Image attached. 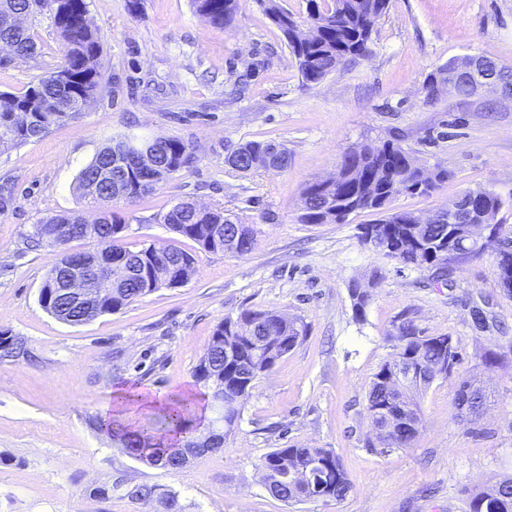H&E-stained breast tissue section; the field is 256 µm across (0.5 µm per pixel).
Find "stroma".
I'll list each match as a JSON object with an SVG mask.
<instances>
[{
  "instance_id": "1",
  "label": "stroma",
  "mask_w": 512,
  "mask_h": 512,
  "mask_svg": "<svg viewBox=\"0 0 512 512\" xmlns=\"http://www.w3.org/2000/svg\"><path fill=\"white\" fill-rule=\"evenodd\" d=\"M102 36V81L76 118L39 140L0 148V331L32 357L0 361V512H164L172 493L183 512H469L468 492L512 474V295L500 287L495 257L452 263L447 275L368 249L358 227L304 224L301 199L333 177L341 156L392 141L415 164L447 170L427 196L401 195L392 211L430 215L468 190L506 202L512 228V97L447 88L426 94L428 77L448 61L487 57L512 68V0H390L368 55L318 83L303 84L296 60L261 0H240L231 24L211 26L191 0H87ZM34 55L0 66V93H20L64 58L49 16L30 23ZM175 136L190 161L142 197L112 202L127 224L124 243L194 254L196 271L122 310L81 325L59 321L39 302L56 250L34 249L32 224L96 208L77 177L104 146L125 134ZM288 150L286 169L238 171L228 155L249 141ZM191 201L253 225L252 252H208L162 222ZM370 291L356 318L352 288ZM300 318L306 334L260 376L219 450L179 470L142 463L95 428L114 391L205 395L193 370L215 327L242 311ZM485 317L476 326L473 311ZM427 336L449 335L459 360L450 379L421 396L423 429L411 448H369L365 410L379 366L399 350L404 319ZM498 353L483 364L485 350ZM483 382L484 414L454 416L460 379ZM334 449L354 490L342 501L288 504L264 489L258 464L276 448ZM136 485L156 489L135 500Z\"/></svg>"
}]
</instances>
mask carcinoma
<instances>
[{"label":"carcinoma","mask_w":512,"mask_h":512,"mask_svg":"<svg viewBox=\"0 0 512 512\" xmlns=\"http://www.w3.org/2000/svg\"><path fill=\"white\" fill-rule=\"evenodd\" d=\"M239 0H193L198 14L213 26H227L233 19ZM265 12L278 27L292 49L304 84L317 83L345 60L363 56L369 51L372 28L386 13L389 0H306L307 23L316 27L314 37L304 44L296 43L295 30L299 22L284 10L279 0H263ZM87 11L86 0H0V16L18 14L37 16L49 14L60 36L67 44L62 64L49 75L30 85L20 94L0 93V128L12 127L8 139L0 136V147L21 146L43 137L49 129L82 112L92 101L101 81V38L97 30L82 23ZM0 42L8 43L20 57H28L35 50L30 28L22 25L0 26ZM130 139L119 140L103 147L79 173L77 189L87 203L100 207L115 198L135 199L154 189L157 175L169 177L188 163L187 145L175 136L154 139L158 163L155 174H144L129 161L127 151ZM277 146L279 151L271 148ZM406 151L398 145L385 142L364 145L342 156L339 185L327 187L314 182L303 192L305 224H321L325 208L340 194L362 192L364 174L381 171L375 196L350 207L351 215L365 210L385 211L392 200L402 194L429 195L448 180V171L439 169L433 175L410 167ZM233 167L247 172L265 168L283 170L288 167V150L272 141H251L232 152ZM478 210L485 221L498 223L497 216L505 205L502 198L489 190L482 192ZM409 212L389 213L378 224L388 238H403L409 234ZM162 223L173 233L190 239L209 252L243 255L252 251L256 230L250 224H235L221 208L199 211L195 204L183 201L175 204L162 218ZM95 241L101 248L113 246L114 228L123 224L121 217L110 210L101 212L96 221ZM425 248L418 254L411 248L396 253H385L404 265L414 267H448L450 257L443 254L448 243V225H423ZM37 246L63 249V241L56 240L47 229L33 225L27 236ZM182 263L181 274L188 279L194 273V256L182 249L169 248L153 259L152 267L167 273L168 263ZM115 296L96 307L101 313H114L145 295L140 278L135 277L126 289L112 286ZM43 308L49 313L66 311L74 317L83 312L71 308L55 297L48 296ZM305 327L298 320H290L273 312L245 311L232 320L218 324L207 347L196 365V382L203 379L220 380L224 396H248L253 382L273 368L287 355L304 335ZM401 342L396 357H407L422 368L421 380L402 384L393 370L395 360L384 362L374 374L367 395L366 413L371 422L386 429V434L375 437L373 447L382 453L410 448L421 430V414L415 396L425 391L434 381L446 380L453 374L458 361L457 347L448 335L425 336L411 320L399 326ZM162 412L146 426H124L98 419L95 426L119 439L129 455L148 464L171 470L179 469L184 460L186 445L178 448H160L153 441L169 432L189 433L194 416L195 400L189 396L166 397ZM262 476L272 477L267 487L271 495L290 503L312 499L320 493L329 500L341 501L353 490V484L336 453L330 448L291 447L275 448L258 464ZM470 512H512V478L500 479L479 492L469 495Z\"/></svg>","instance_id":"obj_1"}]
</instances>
